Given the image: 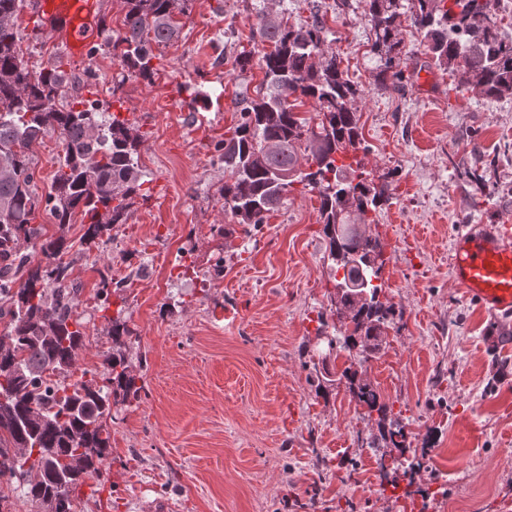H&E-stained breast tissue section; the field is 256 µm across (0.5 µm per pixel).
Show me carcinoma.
I'll list each match as a JSON object with an SVG mask.
<instances>
[{
    "label": "carcinoma",
    "mask_w": 512,
    "mask_h": 512,
    "mask_svg": "<svg viewBox=\"0 0 512 512\" xmlns=\"http://www.w3.org/2000/svg\"><path fill=\"white\" fill-rule=\"evenodd\" d=\"M192 0H123L121 32L110 39L123 77L152 80L153 46L178 38L175 14L190 12ZM364 17L374 29L373 51L385 53L379 86L392 68L391 53L401 45L396 19L399 0H364ZM495 0H410L411 22L434 65L461 73L464 82L493 99L512 97V35L495 21ZM25 0H0V318L7 319V354H0V467L21 478L31 506L58 500L76 512V489L88 479L103 483L108 457L107 420L112 399L139 401L144 386L122 353H107L103 372L63 378L75 367L84 346L85 326L75 316L78 288L70 264L51 265L68 253L65 228L86 225L83 242L96 246L126 222L141 195L138 158L142 135L127 120L109 112L110 104L81 95L63 101L67 77L51 55L39 70L23 59L19 20ZM253 33L262 45L264 78L256 96L240 99L241 120L224 139V210L238 224L255 228L279 208L289 189L300 184L318 192L319 223L328 257L343 272L336 288L339 322L353 330L335 344L366 361L401 317L381 300L383 266L378 240L367 231L371 214L385 202L384 192L364 171L356 152L366 150L359 116L352 107L357 89L345 78L336 54L324 56L328 30L319 18L291 23L257 13ZM316 104L317 129L306 127L288 97ZM56 131L64 160L53 177L52 193L33 189L31 148ZM44 209L58 226L50 235L35 223ZM356 401L387 418L389 406L370 382L352 387ZM3 448H22L4 456Z\"/></svg>",
    "instance_id": "1"
}]
</instances>
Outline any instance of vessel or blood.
I'll return each instance as SVG.
<instances>
[{"label":"vessel or blood","mask_w":512,"mask_h":512,"mask_svg":"<svg viewBox=\"0 0 512 512\" xmlns=\"http://www.w3.org/2000/svg\"><path fill=\"white\" fill-rule=\"evenodd\" d=\"M31 13L71 59L88 58L101 0H31ZM449 261L454 283L468 299L512 317V238L481 224L463 225Z\"/></svg>","instance_id":"1"}]
</instances>
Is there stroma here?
<instances>
[{
	"label": "stroma",
	"mask_w": 512,
	"mask_h": 512,
	"mask_svg": "<svg viewBox=\"0 0 512 512\" xmlns=\"http://www.w3.org/2000/svg\"><path fill=\"white\" fill-rule=\"evenodd\" d=\"M261 9L322 18L324 49L358 90L365 169L387 197L368 231L385 260L384 293L403 314L358 371L400 413L397 446L348 381L320 384L321 369L339 373L350 359L318 320L336 280L317 192L294 186L254 230L224 210L219 149L240 119V93L256 95L264 76L234 58ZM362 11V0H194L178 39L156 47L153 82L114 84L121 62L102 50L65 59L67 93L96 85L139 130L150 178L110 240L88 249L83 224L65 229L79 301L108 297L106 312L85 318L78 368L101 367L118 348L145 387L139 402L113 405L105 486L77 489V512H155L159 502L169 512H501L512 500V318L465 299L448 270L459 225L512 234V99L431 65L405 7L404 78L381 89ZM190 85L203 102L192 103ZM32 158L43 198L63 160L58 134ZM115 316L129 329L117 341Z\"/></svg>",
	"instance_id": "obj_1"
}]
</instances>
